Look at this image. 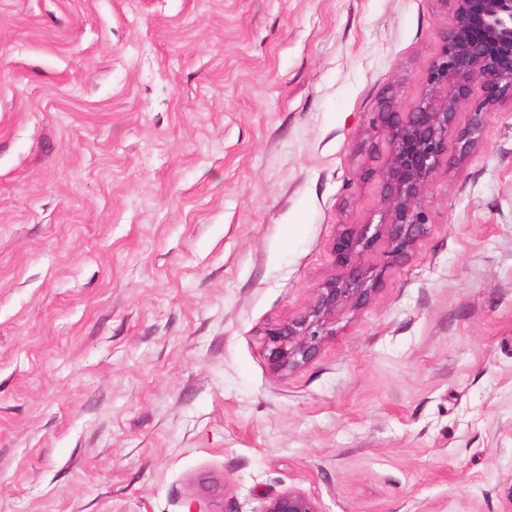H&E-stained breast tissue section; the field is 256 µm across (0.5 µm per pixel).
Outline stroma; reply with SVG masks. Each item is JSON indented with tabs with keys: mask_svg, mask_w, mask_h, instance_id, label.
Here are the masks:
<instances>
[{
	"mask_svg": "<svg viewBox=\"0 0 512 512\" xmlns=\"http://www.w3.org/2000/svg\"><path fill=\"white\" fill-rule=\"evenodd\" d=\"M448 0H0V512L512 506V112L285 376L269 328L379 222L377 112ZM260 512H321L307 493L289 487L268 498Z\"/></svg>",
	"mask_w": 512,
	"mask_h": 512,
	"instance_id": "obj_1",
	"label": "stroma"
}]
</instances>
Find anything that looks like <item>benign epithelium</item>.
<instances>
[{"mask_svg":"<svg viewBox=\"0 0 512 512\" xmlns=\"http://www.w3.org/2000/svg\"><path fill=\"white\" fill-rule=\"evenodd\" d=\"M451 23L440 38L439 53L427 74L431 94L408 112H379L375 133L390 148L381 168L382 218L351 224L336 236V264L343 274L323 284L304 313L267 332L268 360L280 375L306 364L323 341L336 335V314L361 305L375 291L376 279L360 255L380 236L387 239L381 268L406 263L429 223L428 195L449 162V142L458 158L481 142V112L512 106V0H449ZM475 104L474 118L459 125L462 108ZM262 512H320L304 491L288 487L268 498Z\"/></svg>","mask_w":512,"mask_h":512,"instance_id":"7a95c632","label":"benign epithelium"}]
</instances>
